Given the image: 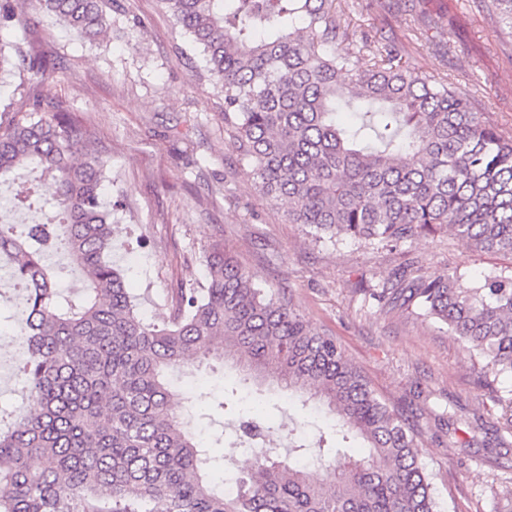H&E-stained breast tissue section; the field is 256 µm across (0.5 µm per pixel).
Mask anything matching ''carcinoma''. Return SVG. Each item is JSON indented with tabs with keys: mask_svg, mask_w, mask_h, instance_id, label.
I'll return each mask as SVG.
<instances>
[{
	"mask_svg": "<svg viewBox=\"0 0 512 512\" xmlns=\"http://www.w3.org/2000/svg\"><path fill=\"white\" fill-rule=\"evenodd\" d=\"M70 33L95 41L118 0H39ZM176 24L224 93L220 115L251 165L259 191L288 201V221L331 239L398 244L447 231L465 247L512 255V136L500 131L448 77L430 79L387 47L356 68L338 51L348 25L335 0H165ZM512 36V0H487ZM20 23L16 0H0L4 32ZM15 68L32 81L53 63L15 44ZM356 114L348 127L336 112ZM106 160L71 113L32 99L0 120V182L33 174L11 208L41 221L16 232L0 224V257L27 292L22 370L25 405L0 433V512H437L409 419L370 386L331 336L311 330L280 293L255 287L235 257L215 247L205 283L179 288L172 315L137 311L109 258L112 208L102 199ZM63 249L83 274L65 295L47 254ZM389 308L415 307L448 327L485 372L512 375V273L472 287L457 274L397 272L373 290ZM235 368L238 385L265 405L299 401L288 458L248 450L238 491L210 481L236 458L209 455L189 416L173 412L168 376L205 360ZM330 430L362 440L361 455L301 438L310 405ZM334 464L332 478L326 467Z\"/></svg>",
	"mask_w": 512,
	"mask_h": 512,
	"instance_id": "1",
	"label": "carcinoma"
}]
</instances>
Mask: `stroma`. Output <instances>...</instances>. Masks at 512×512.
Returning a JSON list of instances; mask_svg holds the SVG:
<instances>
[{
	"label": "stroma",
	"instance_id": "35a3bbf8",
	"mask_svg": "<svg viewBox=\"0 0 512 512\" xmlns=\"http://www.w3.org/2000/svg\"><path fill=\"white\" fill-rule=\"evenodd\" d=\"M120 2L103 36L89 43L41 12L37 0H20L28 25L17 41L54 58L57 68L37 86L15 70L0 74V117L43 97L72 112L108 157L105 196L119 203L112 260L140 314L166 319L174 289L203 282L206 253L223 244L257 286L284 291L313 330L333 336L372 388L418 428L441 512H512V450L496 445L508 435L496 398L512 392V376L485 384L480 365L446 325L416 309H388L369 295L399 269L454 272L469 286L512 272V258L470 250L446 233L386 247L319 240L305 225L289 223L286 204L257 190L218 115L215 88L185 65L187 37L163 0ZM416 8L439 20V41L409 34L400 0H336L349 23L342 51L366 69L372 60L365 40L385 37L407 66L455 77L512 135V38L479 0H417ZM24 305L23 290L0 281L2 433L24 402L22 349L13 339ZM235 380V370L217 360L183 379L214 456L233 433Z\"/></svg>",
	"mask_w": 512,
	"mask_h": 512
}]
</instances>
